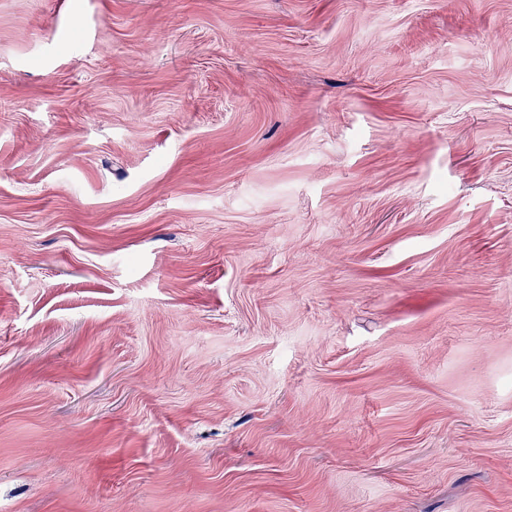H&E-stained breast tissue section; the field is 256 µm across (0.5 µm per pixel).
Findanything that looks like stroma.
Instances as JSON below:
<instances>
[{
    "instance_id": "obj_1",
    "label": "stroma",
    "mask_w": 512,
    "mask_h": 512,
    "mask_svg": "<svg viewBox=\"0 0 512 512\" xmlns=\"http://www.w3.org/2000/svg\"><path fill=\"white\" fill-rule=\"evenodd\" d=\"M0 512H512V0H0Z\"/></svg>"
}]
</instances>
